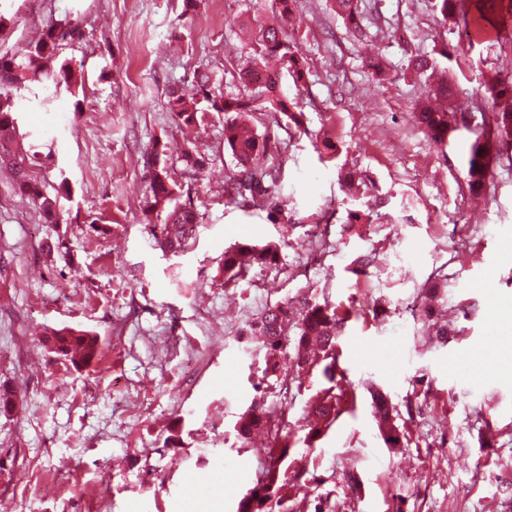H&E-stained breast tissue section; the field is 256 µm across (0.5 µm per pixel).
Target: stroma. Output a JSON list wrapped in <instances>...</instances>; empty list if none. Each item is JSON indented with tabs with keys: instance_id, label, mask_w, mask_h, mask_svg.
<instances>
[{
	"instance_id": "1",
	"label": "stroma",
	"mask_w": 512,
	"mask_h": 512,
	"mask_svg": "<svg viewBox=\"0 0 512 512\" xmlns=\"http://www.w3.org/2000/svg\"><path fill=\"white\" fill-rule=\"evenodd\" d=\"M379 24L355 41L329 0H296L285 28L308 62L304 82L281 88L302 114L289 123L256 99L252 126L267 141L261 168L280 186L284 211L243 207L224 195L235 163L224 118L184 126L168 90L195 69L225 94L241 93L246 36L271 22L273 0H0V49H25L43 26L73 23L62 51L85 83L62 103L28 97L18 114L25 143L43 160L45 193L68 180L59 221L0 173V384L17 406L0 414V512H235L269 463L268 436L239 441L248 407L287 399L284 466L302 473L293 512H512V367L485 337L498 306L512 303V160L494 166L492 193L472 215L467 132L430 143L414 118L426 84L413 59L436 60L454 89L451 107L474 123L493 103L475 71L512 74V47L486 45L440 57L454 37L433 0H362ZM387 76L367 66L372 54ZM335 156L319 153L322 141ZM165 146L179 202L199 222L179 252L162 251L143 207L153 143ZM198 147L202 173L186 170ZM354 173L362 192L343 187ZM362 223L348 224L350 211ZM68 250L56 251L57 240ZM274 243L276 266L225 283L226 248ZM372 257L355 277L351 260ZM446 279L432 305L454 329L440 340L418 313L420 286ZM328 304L345 317L338 338L342 387L355 396L323 436L307 442V411L327 382L320 365L296 374L293 347L270 376L266 350L245 332L268 308ZM97 335L100 352L77 369L44 347L51 328ZM482 363L470 374L462 357ZM385 393L405 433L385 446L371 413Z\"/></svg>"
}]
</instances>
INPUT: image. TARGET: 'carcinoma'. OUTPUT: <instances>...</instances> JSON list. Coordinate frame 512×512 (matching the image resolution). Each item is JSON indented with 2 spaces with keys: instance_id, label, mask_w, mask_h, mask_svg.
<instances>
[{
  "instance_id": "1",
  "label": "carcinoma",
  "mask_w": 512,
  "mask_h": 512,
  "mask_svg": "<svg viewBox=\"0 0 512 512\" xmlns=\"http://www.w3.org/2000/svg\"><path fill=\"white\" fill-rule=\"evenodd\" d=\"M275 2L277 21L257 32L254 58L247 68L239 72V81L244 87L241 95L224 97V92L215 86V81L205 71L195 72L191 84L169 93L170 109L185 126L199 122L198 113L202 111L200 105L204 102L208 103L207 111L224 113V150L230 153L236 166V173L225 181L224 192L231 198L269 210L271 217L282 212L281 201L265 185L264 172L254 166L256 154L266 148L267 143L262 137L249 133L244 135L242 131L258 96L266 98L276 111L289 120L299 123L298 113L294 111L296 104L280 93V71L268 68L265 59H278L281 68L286 70L296 84L304 79L307 72L305 59L293 50L282 25L283 21L292 18L294 0ZM331 7L357 37L366 36L359 0H332ZM434 7L443 25L450 26L449 32L458 34L459 40H465L470 45L476 43L472 36V29L476 25L493 30L498 35L512 26V0H435ZM74 37L75 27L49 24L41 37L29 45L25 52H0V167L6 166L11 170L17 192L29 197L51 223L58 214L63 195L59 193L51 197L45 194L40 183L32 177L40 152L33 147L25 149L17 141L15 114L20 104L16 102V97L30 83L39 84L42 90L51 92L55 97L62 88L72 94L82 85V72L74 69L66 59L61 61L59 69H47L48 61L59 56L63 43ZM428 79L429 96L444 99L452 96L453 89L447 78L436 79L430 75ZM479 86L489 90L494 98L512 99V76L506 78L499 73L489 75L482 72ZM417 114L423 133L436 145L446 146L453 133L469 129L465 123L461 125L452 122L451 114L432 109L428 100L418 103ZM472 134L473 138L468 142L465 167L468 189L476 193L485 189L490 166L499 157L501 147L512 141V111L504 109L492 113L490 122L483 123ZM175 200V183L171 182L167 165L157 160L151 170L146 212H152L165 204L171 205L154 238L160 248L173 252L184 245L191 236L194 224L198 223L196 211L175 203ZM278 259V251L272 245L243 241L224 250L220 272L225 281L229 282L242 277L252 267L271 266ZM292 315V306L278 304L267 309L248 329L249 335L260 339L266 349L268 374L279 372V355L286 340L285 327ZM342 322L343 318L336 309L327 304L310 305L298 318L297 371L304 370L308 364L304 348L314 342L321 347L323 359L327 360L323 375L331 383L310 405V411L316 416L308 432V438L312 440L321 437L347 402V391L338 388L336 384V341ZM44 342L52 352L66 359L72 357L74 350L80 349L84 360L89 362L97 356L99 350L98 337L83 330H52L45 336ZM372 409L387 447H401L404 433L396 425L394 406L384 393H372ZM234 429L242 438L259 431H266L272 437L269 448L272 463L263 480L240 499L237 512H288V499L281 494L286 478L280 470L291 448L288 437L282 434L281 429L271 427V419L266 411L256 408H249L240 414Z\"/></svg>"
}]
</instances>
